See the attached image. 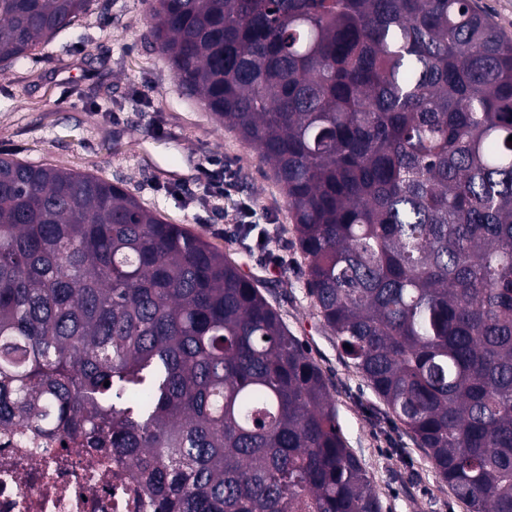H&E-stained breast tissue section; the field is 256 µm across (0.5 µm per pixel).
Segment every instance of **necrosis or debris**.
Masks as SVG:
<instances>
[{
	"label": "necrosis or debris",
	"instance_id": "obj_1",
	"mask_svg": "<svg viewBox=\"0 0 512 512\" xmlns=\"http://www.w3.org/2000/svg\"><path fill=\"white\" fill-rule=\"evenodd\" d=\"M0 512H156L108 455L0 434Z\"/></svg>",
	"mask_w": 512,
	"mask_h": 512
}]
</instances>
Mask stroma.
<instances>
[{
    "label": "stroma",
    "instance_id": "stroma-1",
    "mask_svg": "<svg viewBox=\"0 0 512 512\" xmlns=\"http://www.w3.org/2000/svg\"><path fill=\"white\" fill-rule=\"evenodd\" d=\"M146 0H95L39 48L0 68V155L89 173L123 187L171 224L185 225L267 281L264 294L330 380L343 436L371 474L382 512H467L430 460L340 356L312 307L288 206L270 166L178 84L153 43ZM224 177L201 207L199 167ZM278 230L264 250L225 233L240 203Z\"/></svg>",
    "mask_w": 512,
    "mask_h": 512
}]
</instances>
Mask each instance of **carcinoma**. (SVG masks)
<instances>
[{"mask_svg":"<svg viewBox=\"0 0 512 512\" xmlns=\"http://www.w3.org/2000/svg\"><path fill=\"white\" fill-rule=\"evenodd\" d=\"M92 0H0V63ZM271 166L313 305L468 512H512V41L471 0H149ZM109 386H104V383ZM79 441L159 512H381L255 281L119 182L0 156V433Z\"/></svg>","mask_w":512,"mask_h":512,"instance_id":"obj_1","label":"carcinoma"}]
</instances>
